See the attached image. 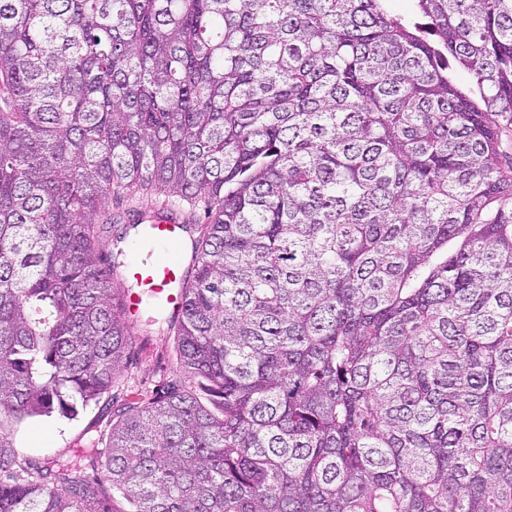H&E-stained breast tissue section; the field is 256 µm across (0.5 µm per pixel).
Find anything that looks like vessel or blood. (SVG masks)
<instances>
[{
    "label": "vessel or blood",
    "instance_id": "1",
    "mask_svg": "<svg viewBox=\"0 0 512 512\" xmlns=\"http://www.w3.org/2000/svg\"><path fill=\"white\" fill-rule=\"evenodd\" d=\"M142 239L145 242L166 246L165 256L154 263L135 262L129 266V275L141 282L148 292L175 311L181 306L179 281L186 268L181 253L185 234L174 213L146 221Z\"/></svg>",
    "mask_w": 512,
    "mask_h": 512
}]
</instances>
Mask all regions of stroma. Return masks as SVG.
<instances>
[{
    "label": "stroma",
    "mask_w": 512,
    "mask_h": 512,
    "mask_svg": "<svg viewBox=\"0 0 512 512\" xmlns=\"http://www.w3.org/2000/svg\"><path fill=\"white\" fill-rule=\"evenodd\" d=\"M165 318V312L142 306L137 314L138 329L111 391L77 418L68 420L55 414L17 423L12 436L16 461L49 465L66 459L77 445L106 432L113 408L133 400L137 391L160 390L182 380L173 339L165 333Z\"/></svg>",
    "instance_id": "stroma-1"
}]
</instances>
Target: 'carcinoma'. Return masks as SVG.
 <instances>
[{
    "label": "carcinoma",
    "instance_id": "obj_1",
    "mask_svg": "<svg viewBox=\"0 0 512 512\" xmlns=\"http://www.w3.org/2000/svg\"><path fill=\"white\" fill-rule=\"evenodd\" d=\"M385 2L0 0V512H512V0ZM137 195L187 382L19 479L126 359ZM145 224L141 239L152 244L165 245L167 254L156 263L135 262L129 265V276L141 282L147 291L171 312L181 306L180 276L186 262L181 253L185 234L173 212L164 217L151 218Z\"/></svg>",
    "mask_w": 512,
    "mask_h": 512
}]
</instances>
